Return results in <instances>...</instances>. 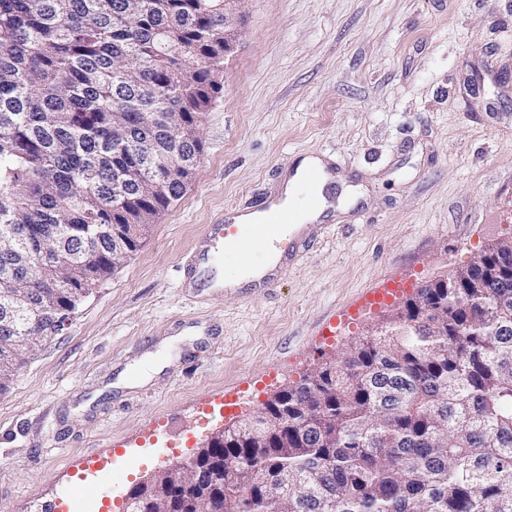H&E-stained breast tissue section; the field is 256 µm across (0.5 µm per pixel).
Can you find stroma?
Instances as JSON below:
<instances>
[{"instance_id": "35a3bbf8", "label": "stroma", "mask_w": 512, "mask_h": 512, "mask_svg": "<svg viewBox=\"0 0 512 512\" xmlns=\"http://www.w3.org/2000/svg\"><path fill=\"white\" fill-rule=\"evenodd\" d=\"M203 156L0 393V512H106L426 282L512 238V0H244ZM307 157L355 196L270 288L188 289L207 225Z\"/></svg>"}]
</instances>
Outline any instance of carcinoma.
Wrapping results in <instances>:
<instances>
[{
	"instance_id": "carcinoma-1",
	"label": "carcinoma",
	"mask_w": 512,
	"mask_h": 512,
	"mask_svg": "<svg viewBox=\"0 0 512 512\" xmlns=\"http://www.w3.org/2000/svg\"><path fill=\"white\" fill-rule=\"evenodd\" d=\"M224 0H0V278L65 319L179 199L147 191L173 144L198 164L223 90ZM27 343L0 331V391ZM288 419L249 448L204 450L215 512H512V240L422 288L288 388ZM180 474L139 512H197Z\"/></svg>"
}]
</instances>
